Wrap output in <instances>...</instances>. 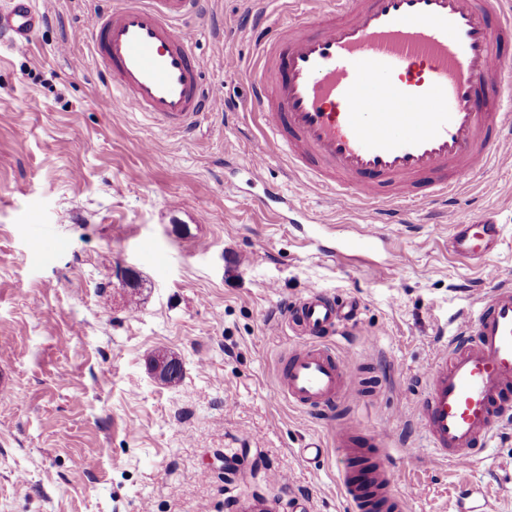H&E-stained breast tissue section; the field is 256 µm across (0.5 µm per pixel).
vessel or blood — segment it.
I'll use <instances>...</instances> for the list:
<instances>
[{
	"mask_svg": "<svg viewBox=\"0 0 512 512\" xmlns=\"http://www.w3.org/2000/svg\"><path fill=\"white\" fill-rule=\"evenodd\" d=\"M207 0H112L78 33L108 89L102 110L121 100L162 128L193 133L207 109L190 21ZM261 31L252 105L283 143L288 161L338 204H375L384 223L397 204L449 202L456 190L512 147V0H325ZM44 24L32 0H0V49L27 51ZM306 238L336 256L365 257L386 245L367 226L331 238L312 222ZM502 239L495 220L452 224L455 255L485 261ZM480 310L425 369L416 427L434 456L467 467L495 426L512 418V286L490 270ZM357 299L310 289L286 309L283 327L299 344L276 394L322 411L345 402L351 370L329 336L356 323ZM385 433L360 447L347 430L336 445L351 465L340 474L349 512H402L396 476L375 453Z\"/></svg>",
	"mask_w": 512,
	"mask_h": 512,
	"instance_id": "obj_1",
	"label": "vessel or blood"
}]
</instances>
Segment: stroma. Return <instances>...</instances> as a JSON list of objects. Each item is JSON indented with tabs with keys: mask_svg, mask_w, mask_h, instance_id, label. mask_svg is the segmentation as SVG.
I'll list each match as a JSON object with an SVG mask.
<instances>
[{
	"mask_svg": "<svg viewBox=\"0 0 512 512\" xmlns=\"http://www.w3.org/2000/svg\"><path fill=\"white\" fill-rule=\"evenodd\" d=\"M33 5L46 16L33 49L0 52V512H349L341 427L359 441L388 429L404 512H456L468 489L512 512V425L464 470L434 459L415 426L421 368L489 287L449 256V225L502 224L487 262L512 280V150L452 207L401 211L390 249L322 254L298 223L315 216L341 237L377 215L303 189L251 111L252 0H210L193 21L213 93L186 138L118 101L100 110L93 66L72 65L88 47L71 39L96 0ZM257 154L262 184L244 169ZM271 186L287 199L273 212L260 205ZM312 286L361 303L349 335L330 339L357 397L328 417L272 396L299 342L275 322ZM160 353L180 361L177 384L153 372Z\"/></svg>",
	"mask_w": 512,
	"mask_h": 512,
	"instance_id": "stroma-1",
	"label": "stroma"
}]
</instances>
